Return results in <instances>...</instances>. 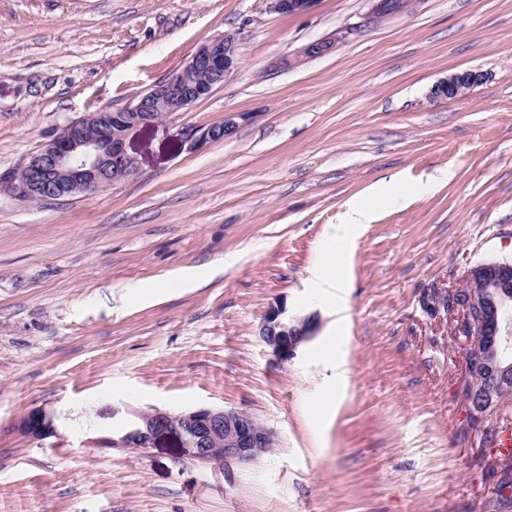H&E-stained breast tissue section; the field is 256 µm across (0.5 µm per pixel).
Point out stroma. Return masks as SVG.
<instances>
[{
	"label": "stroma",
	"mask_w": 512,
	"mask_h": 512,
	"mask_svg": "<svg viewBox=\"0 0 512 512\" xmlns=\"http://www.w3.org/2000/svg\"><path fill=\"white\" fill-rule=\"evenodd\" d=\"M370 8L0 0V174L211 39H241L222 86L130 137L138 178L47 203L0 196V512H489L466 339L427 297L512 259V0H422L379 25ZM345 26L357 32L334 53L282 66ZM465 70L484 75L470 94L430 97ZM228 112L250 115L232 138L178 140ZM393 183L401 197L382 196ZM329 260L340 286L323 280ZM279 304L316 317L288 360L258 335ZM109 404L241 410L279 442L220 473L172 448L101 449ZM36 408L59 437L20 430Z\"/></svg>",
	"instance_id": "35a3bbf8"
}]
</instances>
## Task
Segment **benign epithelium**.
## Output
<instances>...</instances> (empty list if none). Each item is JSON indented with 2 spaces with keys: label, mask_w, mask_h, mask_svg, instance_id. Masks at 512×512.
I'll return each instance as SVG.
<instances>
[{
  "label": "benign epithelium",
  "mask_w": 512,
  "mask_h": 512,
  "mask_svg": "<svg viewBox=\"0 0 512 512\" xmlns=\"http://www.w3.org/2000/svg\"><path fill=\"white\" fill-rule=\"evenodd\" d=\"M269 8L281 14L308 12L316 0H266ZM367 22L379 23L415 11L422 0H370ZM358 31L347 27L336 34L312 41L286 60L288 67L336 51L337 45ZM240 38L219 36L200 46L185 62L163 80L134 97L124 108L103 107L67 121L44 141L36 153L20 167L21 174L0 176V194L7 193L21 202L36 199L50 202L72 197H91L119 183L139 176L137 159L126 149L127 139L136 131L159 121L160 115L175 117L224 84L239 67ZM483 79L475 71L454 73L435 84L434 99L466 96ZM249 119L244 112L224 113L216 125H182L177 137L195 151L232 135L240 122ZM495 288L502 300L491 308L477 297L476 289ZM434 300L447 313L460 319L457 333L466 336L468 346L487 337L486 350L465 357L466 373L483 370L489 383L467 401L474 417L483 420L497 408L486 407L487 399L512 382V361L504 357L508 339L502 334V312L512 301V262L491 260L470 267L461 284L434 292ZM313 316L288 314L283 305L266 312L259 329L260 339L274 355L290 359L308 341L315 328ZM24 433L35 439L60 437L55 415L42 408L32 410L21 422ZM276 439L275 432L247 412L219 407H198L178 415L153 409L133 414L132 425L120 435L100 440L104 448H181L191 459L224 469L227 461L252 462L266 454Z\"/></svg>",
  "instance_id": "7a95c632"
}]
</instances>
